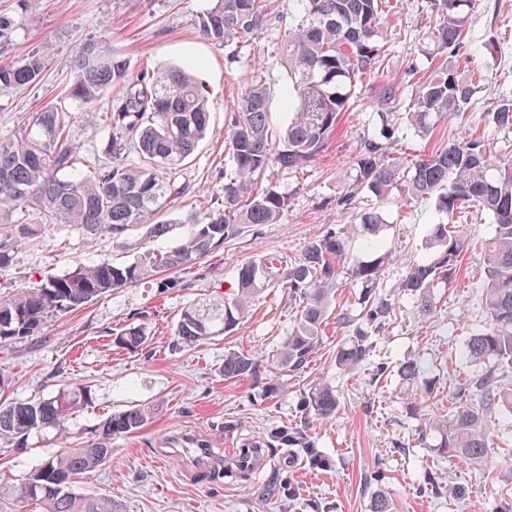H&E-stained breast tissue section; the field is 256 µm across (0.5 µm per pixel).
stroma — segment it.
Segmentation results:
<instances>
[{
	"instance_id": "obj_1",
	"label": "stroma",
	"mask_w": 512,
	"mask_h": 512,
	"mask_svg": "<svg viewBox=\"0 0 512 512\" xmlns=\"http://www.w3.org/2000/svg\"><path fill=\"white\" fill-rule=\"evenodd\" d=\"M433 3L397 0L395 12L383 19V38L391 48L384 71L368 94L342 115L322 157L298 174L267 171L268 185L288 198L279 223L243 225L221 249L196 266L177 271L178 288L163 293L151 281L118 288L50 319L40 335L0 346V373L9 380L0 399L27 400L71 382L91 386L90 403L77 408L66 423L69 436L64 444L74 446L91 437L105 417L134 402L159 403L139 433L113 440L111 463L78 479L76 492L110 496L123 512H312L314 502L328 512H367L370 497L380 486L391 496L395 512H487L491 499L512 492V449L496 451L488 474L439 458L419 440L421 422L407 410L397 376L374 384L363 370L341 374L334 357L342 330L328 328L306 372L289 378L287 388L273 398L263 399L262 384L254 379L225 382L227 350L249 351L267 361L279 352L295 312L284 288L263 289L246 321L231 335L192 348L173 346L182 309L232 293L239 268L252 258L270 254L287 263L308 242L340 231L351 233L353 249H361L362 240L354 235L356 213L340 214L335 199L353 173L360 138L379 132L372 106L379 89L393 84L398 99H408V66L429 72L441 64V57L431 56L427 38ZM213 4L214 0H0V17L10 22L7 36L0 39V66L22 65L34 56L42 60L32 84L0 86V142L18 137L35 112L54 105L72 113L69 137L80 146L86 165L101 159L108 133L84 104L68 94L73 61L87 42L126 57L135 70L193 63L212 103L210 132L174 173L178 195L160 217L173 221L190 211L205 212L232 171L224 141L237 100L251 78H261L270 89L273 124L288 120V74L283 61L267 51L275 21H268L250 47L218 44L198 27L199 16ZM468 13L470 38L486 46L476 60L483 77L469 118L440 121L427 138L400 127L392 152L404 163L429 156L443 142L466 141L484 132L489 112L501 99L512 97V0H473ZM357 202L359 210L380 212L384 228L378 241L392 252L381 285L395 304L398 321L378 337L375 356L394 367L409 358L422 360L439 380L425 410L448 413L455 402V382L474 371L462 351L483 323L476 292L484 278V243L494 233L492 219L483 212L467 216L472 246L457 280L437 289V308L425 317L399 284L408 266L429 253L427 228L442 219L434 200H411L396 191L382 201L363 189ZM24 224L29 233L21 232ZM3 241L9 262L0 268V292L37 285L78 263L92 264L104 257L130 262L142 246L139 231H129L125 245L119 246L109 237L88 236L71 224L43 223L34 209L16 212L11 223L0 224ZM132 326L144 328V350L113 346V337ZM318 379L331 381L341 393L336 419L315 422L312 430L319 451L332 459L333 466L322 470L304 462L288 468L285 477L295 487V497H287L266 472L248 483L223 476L203 486L189 485L179 476L176 461L155 455L156 449L188 432L207 435L216 448L240 447L267 428L294 419L304 390ZM228 424L235 427L230 436L224 433ZM63 443L49 431L30 437L22 447L0 448V483L20 482ZM376 472L382 476L378 484L369 480ZM428 472L443 483L467 487L460 506L421 492Z\"/></svg>"
}]
</instances>
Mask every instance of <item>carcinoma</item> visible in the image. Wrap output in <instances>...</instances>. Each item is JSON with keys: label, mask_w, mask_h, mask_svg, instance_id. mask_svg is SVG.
Wrapping results in <instances>:
<instances>
[{"label": "carcinoma", "mask_w": 512, "mask_h": 512, "mask_svg": "<svg viewBox=\"0 0 512 512\" xmlns=\"http://www.w3.org/2000/svg\"><path fill=\"white\" fill-rule=\"evenodd\" d=\"M472 0H446L437 11L431 40L439 53L459 59L441 63L429 75L418 76L415 92L404 107L390 85L379 90L377 107L381 127L376 136L360 139L354 161V182L336 197V210L356 208L357 190L368 188L386 200L397 189L410 199L436 197L442 221L432 224L427 245L429 258L408 267L400 288L415 298L419 311L436 309L434 288L453 282L461 260L472 246L462 218L468 210L489 214L495 234L485 246V277L479 302L485 313L483 328L469 336L464 356L475 365L489 364L455 387V407L448 415L425 417L419 437L433 439L434 451L450 460L486 467L495 453V427L512 417V162L493 153L477 136L450 142L410 167L390 157L394 124L390 115L404 110L407 123L428 134L443 119L465 114L479 71L460 70V63L475 60L483 45L466 37ZM269 0H215L198 20L202 34L215 43L236 41L250 45L268 16ZM389 0H288L276 15L278 34L269 41L270 52L288 68V125L280 135L271 128L267 87L251 83L231 118L225 148L232 158L233 176L224 183L217 204L201 216L190 212L179 223L187 226L181 242L168 251L147 252L136 260L116 265L110 258L94 264H76L33 288H17L0 296V343L41 334L48 319L66 315L116 288L143 280L155 282L161 292L178 286L165 272L190 267L223 247L244 224H276L288 209V198L263 184L270 168L291 173L315 162L328 146L341 114L351 99L385 61L387 48L379 44L380 19ZM41 59L19 67L0 66V85L24 86L35 81ZM69 95L93 103L106 92L115 94L99 113L111 142L105 158L88 172L79 169L81 147L68 136L72 114L46 107L35 113L28 127L9 142H0V224L17 210L33 208L46 224H74L90 236L108 235L122 243L133 229L145 238L166 236L170 222L152 218L167 206L174 184L167 176L197 149L209 127L210 100L192 64L130 73L127 58L84 44L74 61ZM493 126L512 129V99H504L489 116ZM383 219L376 211L359 213L364 250L350 251L343 234L310 242L287 266L259 256L238 271L236 292L220 302L193 304L179 316L176 345L192 347L214 336L235 331L252 301L269 287L281 285L298 301L294 325L275 364L278 372L265 383L264 398L278 394L284 377L303 372L320 349L329 319L347 329V340L336 347V368L343 373L364 367L379 381L396 372L400 392L412 414L422 411L421 401L432 395L434 381L409 358L392 370L373 360L376 337L395 319V307L380 289L381 276L392 254L379 247L376 237ZM361 288L356 309H335L341 275ZM147 337L139 326L122 330L116 347L143 349ZM263 360L247 351L224 354V380L235 382L262 376ZM91 399L88 386L70 383L48 396L0 403V448H18L33 434L54 430L66 438L70 414ZM340 392L317 381L303 393L295 420L269 429L246 447L279 462L277 470L292 467L305 457L317 468L331 460L316 450L313 421L336 417ZM153 407L138 403L107 416L94 438L77 447L63 446L43 459L17 484L0 486V502L41 512H121L112 499L72 492L76 479L112 461V439L140 432ZM424 486L436 489L453 505L465 499L462 485L441 486L427 475ZM390 495L372 493L368 512H393Z\"/></svg>", "instance_id": "cac0c4a2"}]
</instances>
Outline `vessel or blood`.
I'll list each match as a JSON object with an SVG mask.
<instances>
[{"instance_id": "1", "label": "vessel or blood", "mask_w": 512, "mask_h": 512, "mask_svg": "<svg viewBox=\"0 0 512 512\" xmlns=\"http://www.w3.org/2000/svg\"><path fill=\"white\" fill-rule=\"evenodd\" d=\"M162 456L176 460L179 474L190 485H201L213 473L230 467L243 466L261 473L267 466L265 458L256 456L247 448H210L204 445L192 450L165 448Z\"/></svg>"}]
</instances>
